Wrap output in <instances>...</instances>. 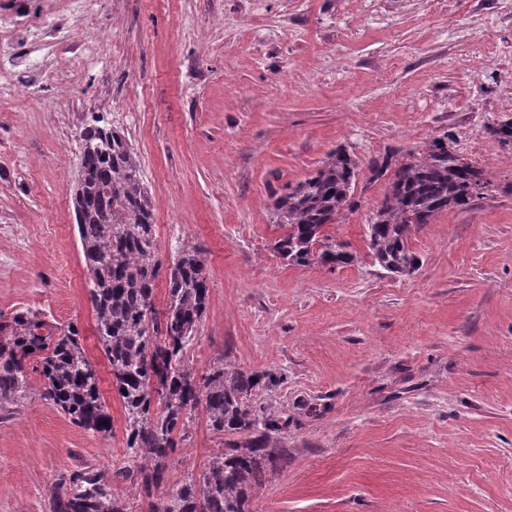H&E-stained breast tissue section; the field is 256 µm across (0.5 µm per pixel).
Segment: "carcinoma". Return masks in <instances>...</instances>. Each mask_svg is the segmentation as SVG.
I'll return each mask as SVG.
<instances>
[{
    "instance_id": "carcinoma-1",
    "label": "carcinoma",
    "mask_w": 512,
    "mask_h": 512,
    "mask_svg": "<svg viewBox=\"0 0 512 512\" xmlns=\"http://www.w3.org/2000/svg\"><path fill=\"white\" fill-rule=\"evenodd\" d=\"M502 148L512 147V119L489 128ZM76 222L85 259L88 300L96 336L121 398L125 444L133 466L112 476L87 466L52 489L53 512H133L111 489L121 478L148 501L147 512H250L248 503L268 477L288 466L282 437L299 419L286 411L255 406V392L275 382L270 372H244L218 355L200 376L185 357L206 310L209 284L197 254L171 267L167 305L153 302L161 261L151 200L139 159L126 137L104 124L79 132ZM386 156L371 163L372 177L392 171L383 200L366 233L372 260L397 277L420 267L411 248L413 229L450 208L462 209L483 195L490 180L483 169L436 141L425 152L407 151L390 169ZM360 167L345 150L329 154L313 174L276 196V223L284 230L274 249L290 265H347L354 255L325 234L353 205ZM37 311H18L0 323V410L27 398V359L40 355L44 398L71 421L107 438L114 420L89 353L73 326L44 331ZM202 409L209 426L231 440L212 454L167 497L152 500L163 468L192 412Z\"/></svg>"
}]
</instances>
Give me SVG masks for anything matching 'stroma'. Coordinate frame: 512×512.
<instances>
[{
	"mask_svg": "<svg viewBox=\"0 0 512 512\" xmlns=\"http://www.w3.org/2000/svg\"><path fill=\"white\" fill-rule=\"evenodd\" d=\"M0 0V24L30 17L68 34L23 54L26 85L0 68V317L43 312L94 348V312L74 211L79 143L93 115L132 144L158 254H199L209 302L186 356L274 373L255 404L300 415L291 461L250 512H512V150L487 128L512 117V0ZM99 16L121 54L66 50ZM482 168L488 192L415 230L419 270L394 277L366 224L386 179L369 160L434 141ZM361 170L358 206L327 233L354 262L289 265L273 249V200L336 148ZM29 397L0 417V512H52V489L91 465L130 466L111 438L69 420L28 369ZM320 408L300 414L302 403ZM195 411L155 491L164 497L224 446Z\"/></svg>",
	"mask_w": 512,
	"mask_h": 512,
	"instance_id": "stroma-1",
	"label": "stroma"
}]
</instances>
